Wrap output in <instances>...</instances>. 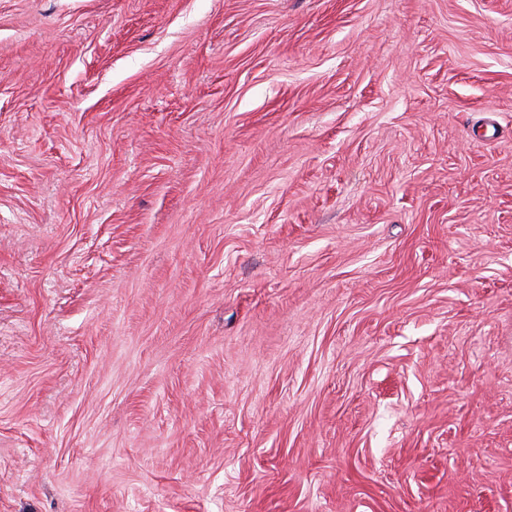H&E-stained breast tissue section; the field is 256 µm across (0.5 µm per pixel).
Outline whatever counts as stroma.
Returning <instances> with one entry per match:
<instances>
[{"mask_svg": "<svg viewBox=\"0 0 512 512\" xmlns=\"http://www.w3.org/2000/svg\"><path fill=\"white\" fill-rule=\"evenodd\" d=\"M0 512H512V0H0Z\"/></svg>", "mask_w": 512, "mask_h": 512, "instance_id": "stroma-1", "label": "stroma"}]
</instances>
